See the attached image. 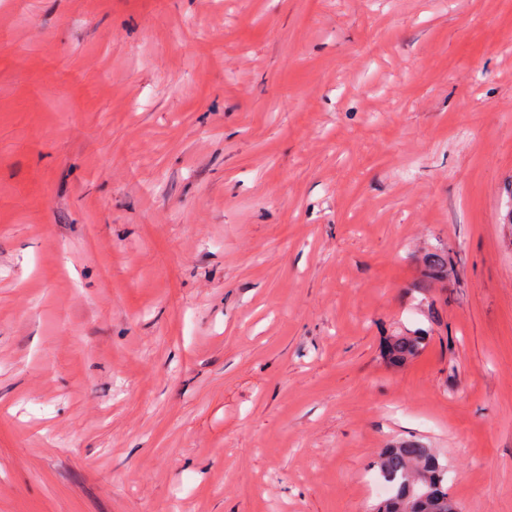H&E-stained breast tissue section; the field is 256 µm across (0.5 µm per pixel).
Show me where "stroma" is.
<instances>
[{
    "mask_svg": "<svg viewBox=\"0 0 512 512\" xmlns=\"http://www.w3.org/2000/svg\"><path fill=\"white\" fill-rule=\"evenodd\" d=\"M508 102L512 0H0V512H512ZM423 264L427 275L424 283L418 286V288H426V283L445 271L448 267V252L442 249L428 252L423 257ZM426 335L422 331L405 332L391 336L384 348V357L390 365H406L422 352ZM376 468L377 476L390 486L376 512H459L448 493V470L433 448L416 440L397 441L382 448ZM431 491L435 496L427 497Z\"/></svg>",
    "mask_w": 512,
    "mask_h": 512,
    "instance_id": "obj_1",
    "label": "stroma"
}]
</instances>
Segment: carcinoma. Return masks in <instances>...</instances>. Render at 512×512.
<instances>
[{
  "instance_id": "carcinoma-1",
  "label": "carcinoma",
  "mask_w": 512,
  "mask_h": 512,
  "mask_svg": "<svg viewBox=\"0 0 512 512\" xmlns=\"http://www.w3.org/2000/svg\"><path fill=\"white\" fill-rule=\"evenodd\" d=\"M426 280L448 267V253L442 249L423 257ZM426 335L422 331L405 332L386 342L384 357L390 365H405L422 352ZM377 476L389 493L377 504L376 512H459L448 493V470L438 454L416 440L397 441L382 449L376 461Z\"/></svg>"
}]
</instances>
